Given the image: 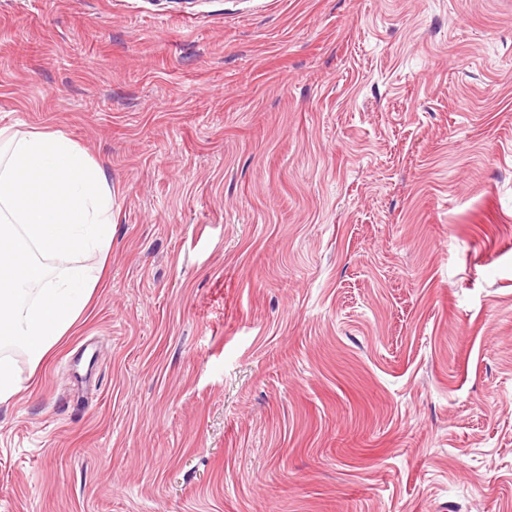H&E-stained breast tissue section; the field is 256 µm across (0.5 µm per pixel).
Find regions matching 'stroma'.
<instances>
[{
  "label": "stroma",
  "mask_w": 512,
  "mask_h": 512,
  "mask_svg": "<svg viewBox=\"0 0 512 512\" xmlns=\"http://www.w3.org/2000/svg\"><path fill=\"white\" fill-rule=\"evenodd\" d=\"M0 129L112 188L0 512H512V0H0Z\"/></svg>",
  "instance_id": "35a3bbf8"
}]
</instances>
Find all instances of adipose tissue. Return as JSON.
<instances>
[{
	"instance_id": "obj_1",
	"label": "adipose tissue",
	"mask_w": 512,
	"mask_h": 512,
	"mask_svg": "<svg viewBox=\"0 0 512 512\" xmlns=\"http://www.w3.org/2000/svg\"><path fill=\"white\" fill-rule=\"evenodd\" d=\"M111 244L112 190L83 150L50 131L0 144V403L22 388L13 351L38 368L90 302L99 280L74 258Z\"/></svg>"
}]
</instances>
